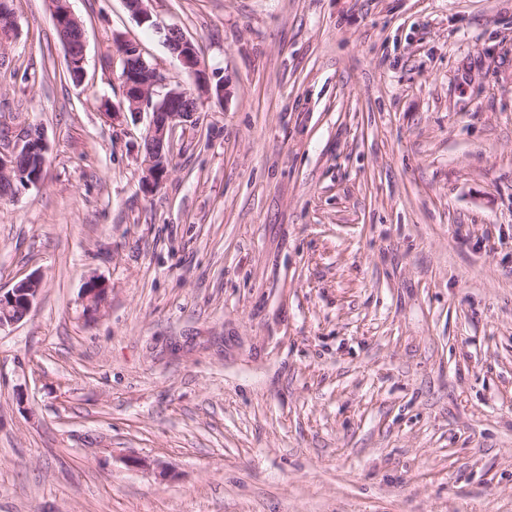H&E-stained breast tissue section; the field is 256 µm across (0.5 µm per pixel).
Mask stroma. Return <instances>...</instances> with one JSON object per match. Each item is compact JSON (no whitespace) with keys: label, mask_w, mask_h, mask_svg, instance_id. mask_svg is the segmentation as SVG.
I'll list each match as a JSON object with an SVG mask.
<instances>
[{"label":"stroma","mask_w":512,"mask_h":512,"mask_svg":"<svg viewBox=\"0 0 512 512\" xmlns=\"http://www.w3.org/2000/svg\"><path fill=\"white\" fill-rule=\"evenodd\" d=\"M0 151V512H512V0H10ZM211 85L141 190L164 89ZM108 286L86 310L88 278ZM149 460L146 468L129 460ZM49 2L56 27L63 41L66 61L71 69L76 71L74 72L76 83H80L84 75L86 50L83 25L71 11L69 0H50ZM165 43L169 49L177 55L186 68L199 76L201 83H198V89L200 92L208 93L209 85L202 74L198 55L193 43L176 27L168 29L165 34ZM122 48L121 78L124 98L118 104H109V116L128 110L131 113L148 112L150 122L145 144V174L141 189L152 193L168 175L169 147L176 129L197 112V98L178 89H171L154 100L155 88L162 77L142 56L138 47L126 41L115 40ZM117 111V112H116ZM43 147H45L44 136L42 132H36L34 129L26 132L23 145L18 151L8 156H2L0 153V194L2 196L13 194L16 183L27 187L40 183L45 162ZM35 157H37V168L28 179L27 176L34 167ZM38 279L28 277L7 293L0 290V330L21 322L28 315L39 294Z\"/></svg>","instance_id":"stroma-1"}]
</instances>
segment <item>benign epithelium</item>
<instances>
[{
    "label": "benign epithelium",
    "instance_id": "7a95c632",
    "mask_svg": "<svg viewBox=\"0 0 512 512\" xmlns=\"http://www.w3.org/2000/svg\"><path fill=\"white\" fill-rule=\"evenodd\" d=\"M50 7L56 27L66 52V61L72 69L75 81L81 82L85 63V32L80 20L73 14L69 0H50ZM14 30L13 13L6 0L0 3V42L11 37ZM165 43L177 55L183 65L200 76L198 89L209 92V85L202 76L200 62L193 43L180 29L172 27L165 34ZM122 48L121 78L124 87L123 100L110 104V116L127 110L131 113L150 114L145 144V174L141 189L153 192L168 175L169 147L176 129L197 112V98L178 89H171L160 99H154L155 88L162 77L142 56L138 47L126 41H117ZM42 132L29 130L24 136L21 148L8 156L0 155V194L11 195L15 184L31 186L40 183L44 168ZM38 277H28L19 282L11 291L0 292V330L21 322L30 312L39 294ZM106 286L96 279H90L83 288L86 308L95 310L105 299Z\"/></svg>",
    "mask_w": 512,
    "mask_h": 512
}]
</instances>
